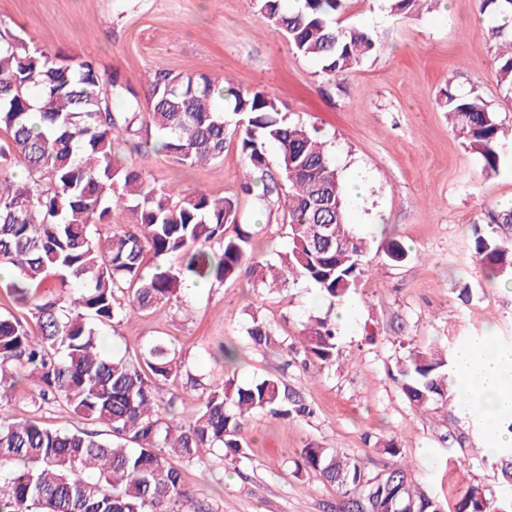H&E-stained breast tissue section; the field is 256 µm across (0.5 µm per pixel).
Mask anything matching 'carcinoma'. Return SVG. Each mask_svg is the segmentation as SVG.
I'll use <instances>...</instances> for the list:
<instances>
[{
  "instance_id": "carcinoma-1",
  "label": "carcinoma",
  "mask_w": 512,
  "mask_h": 512,
  "mask_svg": "<svg viewBox=\"0 0 512 512\" xmlns=\"http://www.w3.org/2000/svg\"><path fill=\"white\" fill-rule=\"evenodd\" d=\"M261 20L279 31L298 55L321 63L336 79L376 53L367 30L337 25L348 0H303L291 13L283 0H252ZM425 0H390L391 12L406 19ZM479 13L512 17V0H476ZM495 40L498 83L512 90V30L487 29ZM126 106L117 110L114 99ZM233 100L242 115L228 124L218 102ZM443 107L463 144L480 155L482 171L499 172L503 143L495 112L479 95L448 90ZM39 115L40 129L30 125ZM0 129L7 152L24 159L27 176L0 179V266L16 276L5 282L28 307L34 325L0 314V400L8 398L26 368L37 379L31 404L39 412L63 404L92 423L110 429L66 432L36 418L0 416V512H183L193 494L182 483L176 461L208 468L245 457V417L262 412L288 419L310 409L274 376L211 388L194 419L179 423L159 417L173 410L164 386L180 373L175 348L150 345L142 361L108 358L96 325L151 314L179 298L198 281L250 280L267 263L253 252V232L238 219L237 201L204 192H176L151 186L117 157L121 140L135 150L154 149L180 166L219 161L227 139H237L248 175L261 174V200L269 213L288 215L291 236L280 263L263 280L282 288L305 280L330 300L358 286L369 245L353 233L341 173L319 130L290 120L275 99L243 92L208 75L157 70L147 80L145 99L112 79L104 81L88 60L52 56L0 32ZM278 148V171L269 170L267 148ZM127 212L129 224L112 220ZM492 227L476 235L471 251L491 281L512 274V210L489 215ZM112 232L101 237L97 226ZM236 225L224 234V225ZM153 253V270L143 268ZM60 291L37 293L47 275ZM248 336L257 346L282 345L276 330L252 319ZM305 352L324 366L336 363V328L313 317L303 329ZM453 355L417 350L398 374L409 401L436 404L455 417L457 398L450 376ZM387 472L367 476L346 455L315 443L301 449L306 467L337 484L349 498V512H439L440 504L412 486L403 451L390 443ZM455 512H512L480 485H470Z\"/></svg>"
}]
</instances>
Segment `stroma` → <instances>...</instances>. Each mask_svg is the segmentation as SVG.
<instances>
[{"label":"stroma","mask_w":512,"mask_h":512,"mask_svg":"<svg viewBox=\"0 0 512 512\" xmlns=\"http://www.w3.org/2000/svg\"><path fill=\"white\" fill-rule=\"evenodd\" d=\"M479 17L475 0H443L411 19L391 15L387 0H349L341 26L370 31L382 47L345 78L330 80L262 22L249 0H0V30L29 47L91 61L139 92L157 69L266 91L292 119L320 130L340 169L356 164L372 174L368 197L348 202L351 229L369 239L370 249L366 271L345 299L322 298L304 281L273 289L216 282L185 302L98 329L107 356L131 358L149 343H173L184 367L166 393L180 421H190L205 392L231 375L242 383L276 375L312 407L305 418L251 414L242 431L246 459L225 461L216 474L182 465L195 500L214 512H343L337 486L300 464L310 442L348 454L370 475L384 470L383 448L395 442L412 463L409 479L442 512H454L471 483L498 499L512 496L487 453V434L445 412L420 410L398 381L413 349L453 351L477 336L495 347L512 344V287L489 286L470 251L486 211L512 201V149L498 174L485 175L440 105L449 83L479 94L512 134V94L494 76L495 47L481 43ZM115 150L152 183L236 199L240 222L254 227L256 250L278 264L289 227L263 213L260 181L242 193L245 163L235 139H228L223 161L195 166L122 142ZM394 240L408 250L403 262L385 256ZM341 308L338 358L323 368L305 354L302 330L309 317ZM256 318L274 324L286 345L250 344ZM223 342L241 350L234 369L213 359ZM34 390L33 379L23 378L0 414L107 434L106 425L63 406L34 411Z\"/></svg>","instance_id":"1"}]
</instances>
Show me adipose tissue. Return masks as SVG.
Returning <instances> with one entry per match:
<instances>
[{
  "label": "adipose tissue",
  "mask_w": 512,
  "mask_h": 512,
  "mask_svg": "<svg viewBox=\"0 0 512 512\" xmlns=\"http://www.w3.org/2000/svg\"><path fill=\"white\" fill-rule=\"evenodd\" d=\"M452 376L458 384V415L470 418L482 411L485 418L512 417V347H491L476 337L456 350Z\"/></svg>",
  "instance_id": "obj_1"
}]
</instances>
